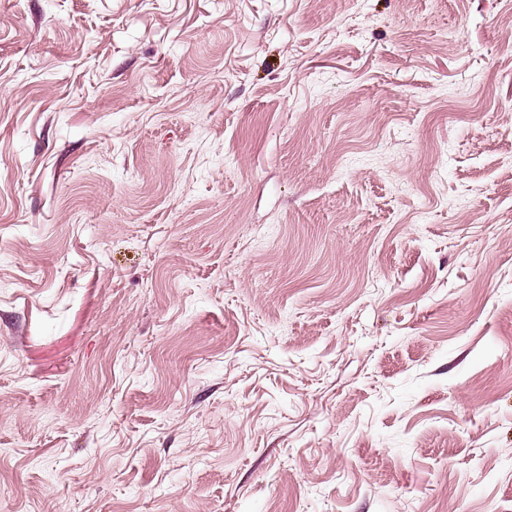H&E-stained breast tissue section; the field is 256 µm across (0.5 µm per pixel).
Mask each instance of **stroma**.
Instances as JSON below:
<instances>
[{"label": "stroma", "mask_w": 512, "mask_h": 512, "mask_svg": "<svg viewBox=\"0 0 512 512\" xmlns=\"http://www.w3.org/2000/svg\"><path fill=\"white\" fill-rule=\"evenodd\" d=\"M0 512H512V0H0Z\"/></svg>", "instance_id": "obj_1"}]
</instances>
